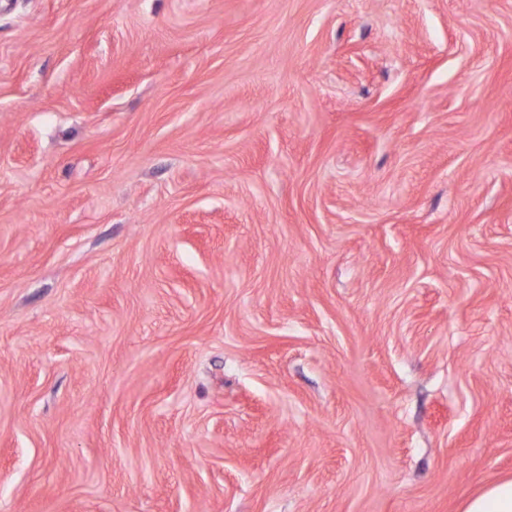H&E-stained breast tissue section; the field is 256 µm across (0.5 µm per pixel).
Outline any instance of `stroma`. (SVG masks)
Listing matches in <instances>:
<instances>
[{
	"label": "stroma",
	"instance_id": "obj_1",
	"mask_svg": "<svg viewBox=\"0 0 512 512\" xmlns=\"http://www.w3.org/2000/svg\"><path fill=\"white\" fill-rule=\"evenodd\" d=\"M511 476L512 0H0V512Z\"/></svg>",
	"mask_w": 512,
	"mask_h": 512
}]
</instances>
